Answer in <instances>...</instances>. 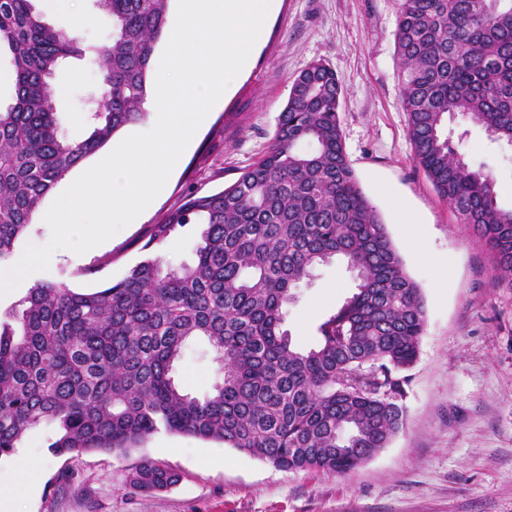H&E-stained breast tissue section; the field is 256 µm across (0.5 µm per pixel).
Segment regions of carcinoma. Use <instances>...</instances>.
I'll return each instance as SVG.
<instances>
[{"label": "carcinoma", "mask_w": 512, "mask_h": 512, "mask_svg": "<svg viewBox=\"0 0 512 512\" xmlns=\"http://www.w3.org/2000/svg\"><path fill=\"white\" fill-rule=\"evenodd\" d=\"M169 2L95 0L112 19V41L99 47L47 23L34 0H0L15 87L0 109V263L53 188L144 116ZM396 50L416 166L487 249L494 281L512 288V208L444 133L458 116L512 147V0H401ZM75 56L102 75L79 98L80 141L60 131L51 85ZM342 94L329 66L308 65L266 153L151 225L146 257L121 280L90 293L39 281L0 316V457L43 425L55 455L123 454L164 430L328 475L388 447L405 420L397 373L418 357L426 311L348 160ZM189 224L199 226L196 260L171 269L159 250ZM334 259L354 272L355 291L303 350L283 329L288 306ZM197 339L219 373L201 399L174 377ZM127 481L150 492L179 476L144 457Z\"/></svg>", "instance_id": "cac0c4a2"}]
</instances>
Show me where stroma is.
Here are the masks:
<instances>
[{
    "instance_id": "1",
    "label": "stroma",
    "mask_w": 512,
    "mask_h": 512,
    "mask_svg": "<svg viewBox=\"0 0 512 512\" xmlns=\"http://www.w3.org/2000/svg\"><path fill=\"white\" fill-rule=\"evenodd\" d=\"M399 9L400 0H272L250 67L200 125L148 212L92 254L53 255L48 270L34 275L77 292L122 279L142 260L150 225L189 193L230 185L265 153L295 76L325 62L343 89L348 159L425 302L419 357L400 374L406 413L399 434L353 472L333 476L279 470L229 447L222 463L206 465L212 442L165 431L124 455L56 456L48 449L52 430L39 427L17 450L27 464L22 481L11 482L5 471L12 460L0 459L14 512H512V289L495 284L487 251L415 166L395 45ZM93 11L94 0H75L46 19L83 43L109 44L107 14L97 13L93 28L76 25L78 15ZM101 83L78 59L54 78L68 139L85 134L79 96ZM448 130L470 165L493 172L500 206L512 208V149L459 118ZM353 288L343 263L319 266L288 309L294 343L317 346L320 323ZM216 368L200 340L176 364L175 377L200 398L215 384ZM145 456L180 474L179 484L131 488L127 475Z\"/></svg>"
}]
</instances>
